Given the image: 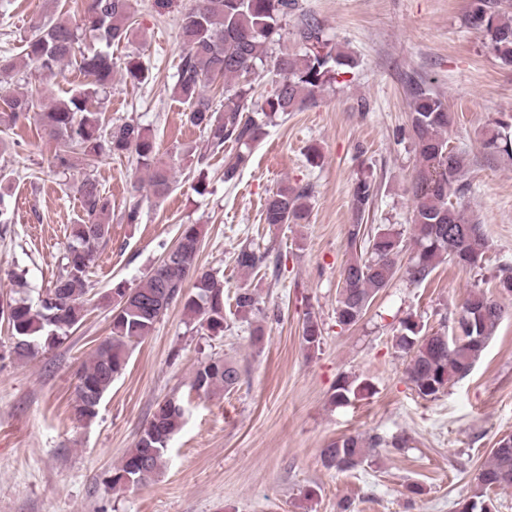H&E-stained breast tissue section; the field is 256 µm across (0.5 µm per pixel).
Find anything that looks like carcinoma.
Here are the masks:
<instances>
[{"instance_id": "cac0c4a2", "label": "carcinoma", "mask_w": 512, "mask_h": 512, "mask_svg": "<svg viewBox=\"0 0 512 512\" xmlns=\"http://www.w3.org/2000/svg\"><path fill=\"white\" fill-rule=\"evenodd\" d=\"M295 0H197L194 8L182 14L180 30L182 55L172 94L187 105L186 118L204 134L200 150L186 151L195 160L198 179L195 190L207 191L203 168L207 157L232 143L238 152L224 165V181L234 180L246 163L251 149L264 135V129L277 114L301 112L313 107L324 88L336 81L339 69L351 67L347 55L333 52L322 26L303 19L297 25L300 54H284L275 63L278 76L273 93L260 112L246 114L252 86L238 83L247 77L261 59L266 43L278 35L282 17ZM468 25L478 29L486 47L504 64L512 65V11L500 8V0H471L466 15ZM132 32L131 0H84L80 17L59 16L49 24L35 25V33L23 46L29 71L42 79H54L62 66L80 55L81 87L51 105L42 102L43 89L31 92H0V127L12 128L35 111L45 134L58 144L52 166L68 170L74 153L89 163L102 157L133 153L147 174V186L156 199L166 197L175 180L172 167L160 157L150 131L139 124L122 123L105 127L102 105L112 78L134 86L147 83L150 73L139 57L129 56L122 63L98 48L77 53L80 42L94 36L110 46ZM224 84V109H213L205 88ZM409 131L417 156L410 188L413 203L411 237L416 255L411 257L406 275L413 283L426 281L439 264L453 261L471 268L482 265L488 240L479 220L465 212L458 199L469 191L466 174L468 154L450 144L452 113L444 98L423 79L408 84ZM481 144L490 154L512 157V116L487 124L480 132ZM83 218L72 225L69 242L61 258V270L45 297L33 306L22 298L11 299L7 323L11 327V353L23 359L42 344L52 345L68 337L84 321L90 299L87 273L94 252L109 233L112 202L92 178L76 186ZM313 188L285 185L266 200L264 221L270 225L306 224L311 212ZM375 196V184L360 177L352 188L351 202L357 219L365 216ZM363 224L349 225V256L341 270V288L336 300V322L357 324L375 295L390 286L398 272V260L405 244L402 233L385 227L367 236ZM203 228L184 225L170 253V262L156 265L135 288L129 289L121 309H112V336L102 341L89 362L78 371L75 414L80 420L94 418L112 383L122 374L129 347L151 335L156 323L176 298L184 299L186 313L219 335L224 332V278L196 267ZM265 256L251 249L240 250L235 263L248 274L259 268ZM192 292L186 293V282ZM235 314L247 319L261 311L256 288L235 291ZM460 312L471 320L467 340L448 344L443 333L426 335L413 320L402 323L394 339L395 347L409 356L407 379L417 394L432 398L451 384L466 377L481 358L487 342L498 327L505 307L482 289L472 290ZM322 330L317 317L308 312L302 324V340L313 350L320 345ZM240 380L236 365L214 358L195 370L193 388L206 395L229 393ZM368 391L365 382L344 377L336 384L334 398L347 401ZM184 409L174 400L158 404L151 420L121 464L113 468L112 485L139 487L150 482L166 464L168 445L183 423ZM385 444L379 436L344 434L321 449L325 467L348 471L363 463L370 450ZM512 488V443L498 440L477 477V490L461 503V512H493L488 496L493 489Z\"/></svg>"}]
</instances>
